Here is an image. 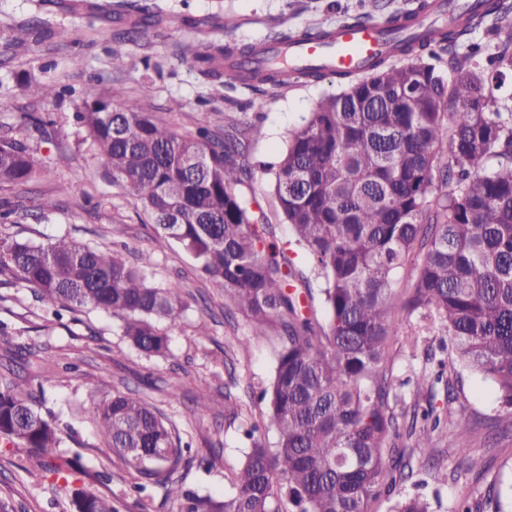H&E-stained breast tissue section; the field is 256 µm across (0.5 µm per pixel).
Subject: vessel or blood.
I'll use <instances>...</instances> for the list:
<instances>
[{
	"label": "vessel or blood",
	"instance_id": "obj_1",
	"mask_svg": "<svg viewBox=\"0 0 512 512\" xmlns=\"http://www.w3.org/2000/svg\"><path fill=\"white\" fill-rule=\"evenodd\" d=\"M378 26L368 23L337 26L332 40L294 41L272 45V52L283 55L291 70L317 69L323 72H362L366 60L385 51Z\"/></svg>",
	"mask_w": 512,
	"mask_h": 512
}]
</instances>
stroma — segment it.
Here are the masks:
<instances>
[{
  "instance_id": "1",
  "label": "stroma",
  "mask_w": 512,
  "mask_h": 512,
  "mask_svg": "<svg viewBox=\"0 0 512 512\" xmlns=\"http://www.w3.org/2000/svg\"><path fill=\"white\" fill-rule=\"evenodd\" d=\"M111 2L44 0L38 5L34 0H0V41L33 16L45 21L49 30L43 40L25 39L15 53L0 58V128H15L23 111L50 114L55 122L50 138L33 131L26 134L47 174L18 189L0 186V201L17 202L26 211L20 223L0 224V236L40 242L67 233L83 243L120 250L130 261L151 252L154 282L160 286L181 282L187 308L166 327L170 356L148 360L127 343L112 315L86 308L55 318L29 289L0 275V377L17 374L42 385L47 406L62 414L64 452L81 455L87 468L80 486L111 497L118 512H140L134 487L141 478L99 436L96 404L116 390L147 397L182 440L213 459L209 469L183 471L185 485L202 494L232 495L231 473L247 449L246 429L262 418L258 397L274 373L279 338L271 333L250 339L245 316L199 276L179 245L155 249L152 224L140 204L105 177L102 160L82 142L73 124L72 98L41 102L25 95L22 87L33 78L70 86L80 95L113 92L140 100L145 111L182 133L205 127L220 135L228 118L248 123L256 173L246 193L267 212L283 246L289 240L288 226L271 205L270 178L263 168L276 162L289 131L313 112L317 102L338 91L335 76L279 88L232 82L217 89L180 57L178 46L199 35L225 45H252L278 33L334 26L344 16L371 11L373 4L371 0H157L163 8L159 25L125 44L132 64L121 68L112 62L109 49L117 33L130 30L131 18L91 17L96 7ZM224 16L234 19V28H222ZM62 28L71 34L64 42L57 36ZM511 28L505 19L487 23L455 53L486 60ZM76 55L83 59L78 69L71 64ZM45 198L56 201L55 211L41 213L38 204ZM201 326L206 327L207 338H198ZM245 338L251 341L246 355L238 349L239 340ZM20 344L31 348L22 360L14 356ZM447 357L446 343L434 334L420 337L414 350L404 338L393 341L389 371L400 397L397 411L412 405L416 379L424 373L438 374ZM174 389L179 392L175 398L170 395ZM456 394L457 422L478 427L483 437L493 439V447L478 449V463L473 466L453 448L450 433H443L432 448H419L414 439L401 438V445L414 449L413 473L397 484L393 497L374 502L372 512H389L394 497L402 495L420 496L429 503V512H456L463 498H483L490 484L512 486V440L497 435L501 409L490 385L464 370ZM201 397L206 398L207 409L197 407ZM228 399L239 411L233 420L224 415ZM0 500L8 501L13 512H75L63 483L42 472L28 454L7 453L1 439Z\"/></svg>"
}]
</instances>
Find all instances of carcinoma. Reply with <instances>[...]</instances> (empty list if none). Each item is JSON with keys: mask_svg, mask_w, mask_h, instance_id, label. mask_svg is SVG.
<instances>
[{"mask_svg": "<svg viewBox=\"0 0 512 512\" xmlns=\"http://www.w3.org/2000/svg\"><path fill=\"white\" fill-rule=\"evenodd\" d=\"M449 24L419 34L393 15L346 16L372 21L393 42L401 65L372 60L360 77L324 96L288 135L270 167L272 201L288 224L292 249L242 190L251 183L249 128L224 126L181 135L144 111L139 101L87 94L73 118L82 141L100 156L106 175L138 200L154 224L155 248L177 243L199 273L241 311L253 336L280 337L274 374L260 394L274 447L261 428L233 472L236 493L201 495L183 485L180 466H211L190 455L148 400L117 392L95 408L100 436L145 480L178 504V512H371L390 493L412 452L399 447L391 400L389 343L438 331L451 339L448 380L459 369L492 384L512 435V97L495 95L512 72V31L491 58L495 70L465 57L447 82L431 63L436 50L465 41L489 19L512 12L508 0H462ZM135 32L159 23L153 5L117 0ZM254 47L226 48L194 38L179 45L198 75L214 86L229 81L283 85L272 63L244 66ZM26 95L57 100L65 88L27 81ZM16 121L43 137L51 121L21 112ZM45 171L24 138L0 135V184L23 186ZM152 253L131 264L103 247L67 234L43 242L0 237V274L32 290L48 310L99 309L120 321L122 336L144 357L170 354L161 325L185 309L178 283L152 282ZM412 268L405 283L400 270ZM26 380L0 379V438L39 459L43 471L69 485L76 464L58 453V416ZM422 428H416L417 420ZM432 404L412 406L415 447L439 438ZM475 430L459 427L454 448L472 459ZM80 512H115L112 499L76 487ZM501 492L463 501L458 512H502ZM391 512H429L419 496Z\"/></svg>", "mask_w": 512, "mask_h": 512, "instance_id": "obj_1", "label": "carcinoma"}]
</instances>
